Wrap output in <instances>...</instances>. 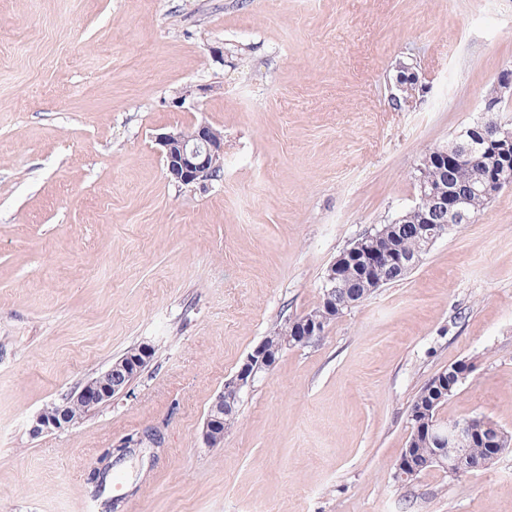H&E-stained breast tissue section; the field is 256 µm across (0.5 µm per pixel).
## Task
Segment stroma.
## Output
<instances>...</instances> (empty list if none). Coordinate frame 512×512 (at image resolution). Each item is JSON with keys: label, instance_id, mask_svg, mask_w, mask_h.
Here are the masks:
<instances>
[{"label": "stroma", "instance_id": "35a3bbf8", "mask_svg": "<svg viewBox=\"0 0 512 512\" xmlns=\"http://www.w3.org/2000/svg\"><path fill=\"white\" fill-rule=\"evenodd\" d=\"M508 66L512 0H0V512H97L90 466L149 429L162 447L116 468L124 512H512V447L394 475L413 400L454 363L473 371L440 418L512 432V187L284 349L223 441L201 438L225 381L415 204L425 152ZM200 121L223 170L182 186L156 138ZM143 344L125 391L31 434Z\"/></svg>", "mask_w": 512, "mask_h": 512}]
</instances>
